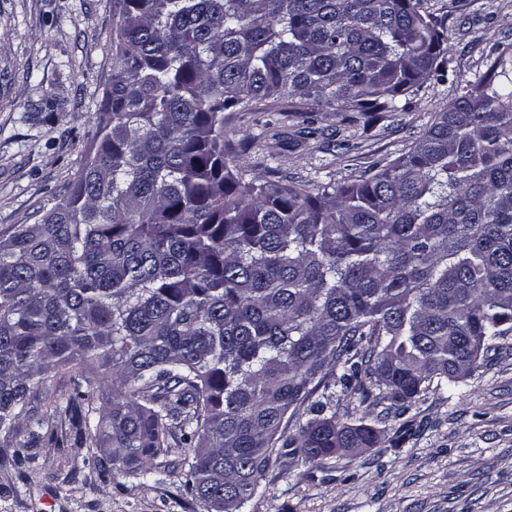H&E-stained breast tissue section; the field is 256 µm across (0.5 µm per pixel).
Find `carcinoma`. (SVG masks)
<instances>
[{
  "label": "carcinoma",
  "mask_w": 512,
  "mask_h": 512,
  "mask_svg": "<svg viewBox=\"0 0 512 512\" xmlns=\"http://www.w3.org/2000/svg\"><path fill=\"white\" fill-rule=\"evenodd\" d=\"M447 50L422 0H112L96 146L0 238V433L36 437L68 372L55 410L100 462L144 485L171 438L185 493L243 512L273 456L371 448L481 368L512 335V48L350 182L261 183L226 141L224 113L268 100L395 112ZM351 388L387 407L338 415ZM44 395L58 399L66 404L67 398L74 394L75 385L70 375H62L57 371H51L45 375L44 379Z\"/></svg>",
  "instance_id": "obj_1"
}]
</instances>
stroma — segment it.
Returning a JSON list of instances; mask_svg holds the SVG:
<instances>
[{
  "mask_svg": "<svg viewBox=\"0 0 512 512\" xmlns=\"http://www.w3.org/2000/svg\"><path fill=\"white\" fill-rule=\"evenodd\" d=\"M424 5L448 32L443 81L402 96L397 112L226 113L252 175L343 182L395 160L490 53L512 44V0ZM111 77V0H0V236L67 194ZM40 434L33 447L27 434H0V512H204L183 490L181 448L160 457L158 482L143 485L116 466L100 474L66 415ZM265 484L244 512H512V335L471 377L427 390L402 420L386 421L379 446L314 466L281 455Z\"/></svg>",
  "mask_w": 512,
  "mask_h": 512,
  "instance_id": "35a3bbf8",
  "label": "stroma"
}]
</instances>
